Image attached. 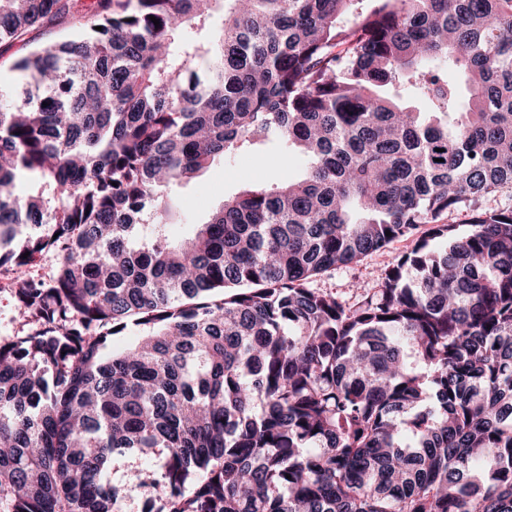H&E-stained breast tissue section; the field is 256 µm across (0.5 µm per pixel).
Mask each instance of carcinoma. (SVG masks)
Returning a JSON list of instances; mask_svg holds the SVG:
<instances>
[{
    "label": "carcinoma",
    "instance_id": "carcinoma-1",
    "mask_svg": "<svg viewBox=\"0 0 512 512\" xmlns=\"http://www.w3.org/2000/svg\"><path fill=\"white\" fill-rule=\"evenodd\" d=\"M60 24L0 103L4 512H116L126 454L149 512H512V0H0V55ZM270 141L304 178L166 234ZM421 224L358 302L311 287ZM58 258L54 252H46L35 258L28 272L32 279L48 281L55 273ZM13 271L0 268V341L28 333L32 326L20 320L11 295Z\"/></svg>",
    "mask_w": 512,
    "mask_h": 512
}]
</instances>
